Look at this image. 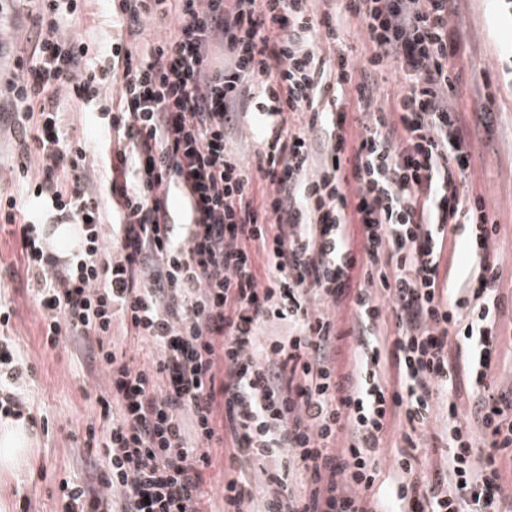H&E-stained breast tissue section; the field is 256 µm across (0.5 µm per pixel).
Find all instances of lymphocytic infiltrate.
Listing matches in <instances>:
<instances>
[{
	"instance_id": "f902f5d3",
	"label": "lymphocytic infiltrate",
	"mask_w": 512,
	"mask_h": 512,
	"mask_svg": "<svg viewBox=\"0 0 512 512\" xmlns=\"http://www.w3.org/2000/svg\"><path fill=\"white\" fill-rule=\"evenodd\" d=\"M27 2L40 31L0 94L38 166H19L25 199L0 196V222L20 243L46 345L88 338L112 412L86 429L101 457L88 481H61L63 512H204L217 451L230 462L224 512H387L379 459L394 423L403 512L512 504V388L492 374L500 227L466 189L471 151L451 103L455 0H343L338 16L310 0H119L129 33L160 14L177 26L95 55L65 33L83 0ZM343 15L373 46L363 64L320 53L319 42L339 43ZM391 62L408 86L382 111L372 74ZM62 94L105 135L107 184L95 182L90 145L63 132ZM246 104L263 146L251 166L228 147ZM49 224L75 225L68 259L47 250ZM349 224L361 230L355 253L341 248ZM451 224L478 266L475 286L449 287L441 273ZM347 299L357 325L341 372L331 311ZM275 320L287 334L263 335ZM116 322L157 357L124 361ZM26 373L0 336L1 419L32 420ZM436 420L447 448L427 473L416 450ZM249 461L263 477L258 498Z\"/></svg>"
}]
</instances>
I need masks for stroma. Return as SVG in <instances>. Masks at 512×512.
<instances>
[{
	"label": "stroma",
	"instance_id": "stroma-1",
	"mask_svg": "<svg viewBox=\"0 0 512 512\" xmlns=\"http://www.w3.org/2000/svg\"><path fill=\"white\" fill-rule=\"evenodd\" d=\"M452 18L461 44L455 60L460 80L452 103L465 111L464 131L471 146L468 189L484 201L491 221L500 226L495 248L503 259L501 293L512 297V0H458ZM68 35L105 44L120 38L112 25L110 0H88ZM496 114L493 133H486L478 114L483 107ZM28 275L19 242L0 235V301L15 310L8 327L33 376L26 395L34 409L49 420L35 429L28 452L16 469L0 468V512H60L62 478L86 475L90 451L86 427L108 423L111 412L101 402L107 379L90 368L81 340L63 339L45 345L43 318L27 289Z\"/></svg>",
	"mask_w": 512,
	"mask_h": 512
}]
</instances>
